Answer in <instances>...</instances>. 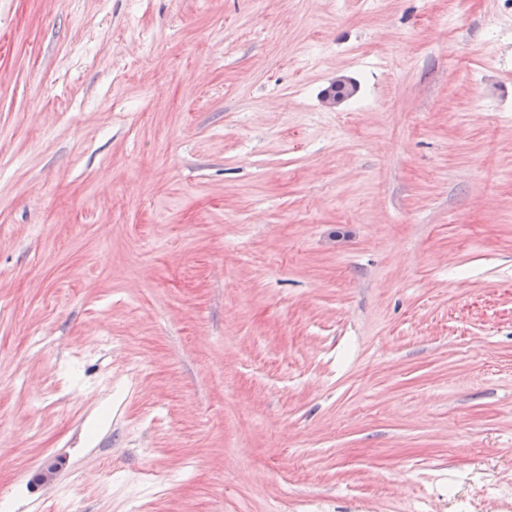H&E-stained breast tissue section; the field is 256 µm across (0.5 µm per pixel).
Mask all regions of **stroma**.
<instances>
[{"mask_svg":"<svg viewBox=\"0 0 512 512\" xmlns=\"http://www.w3.org/2000/svg\"><path fill=\"white\" fill-rule=\"evenodd\" d=\"M1 496L512 512V0H0Z\"/></svg>","mask_w":512,"mask_h":512,"instance_id":"35a3bbf8","label":"stroma"}]
</instances>
